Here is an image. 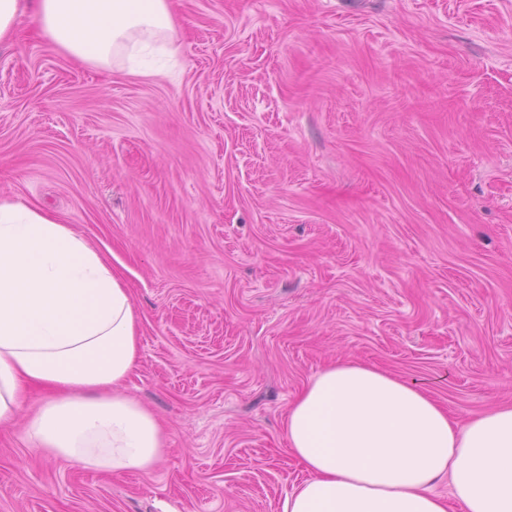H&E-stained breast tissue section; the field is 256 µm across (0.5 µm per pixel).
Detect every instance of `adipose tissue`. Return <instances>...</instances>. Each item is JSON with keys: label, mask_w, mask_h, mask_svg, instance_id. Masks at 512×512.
Masks as SVG:
<instances>
[{"label": "adipose tissue", "mask_w": 512, "mask_h": 512, "mask_svg": "<svg viewBox=\"0 0 512 512\" xmlns=\"http://www.w3.org/2000/svg\"><path fill=\"white\" fill-rule=\"evenodd\" d=\"M28 12L66 56L105 71L164 75L177 35L172 0H0V44ZM139 358L132 293L111 263L55 216L0 196V425L37 385L48 396L25 432L38 447L99 472L151 470L165 433L123 391ZM285 434L308 477L282 512H512V406L460 425L415 383L338 362L291 404Z\"/></svg>", "instance_id": "ef3b65f1"}]
</instances>
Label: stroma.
<instances>
[{
  "instance_id": "obj_1",
  "label": "stroma",
  "mask_w": 512,
  "mask_h": 512,
  "mask_svg": "<svg viewBox=\"0 0 512 512\" xmlns=\"http://www.w3.org/2000/svg\"><path fill=\"white\" fill-rule=\"evenodd\" d=\"M161 77L0 45V195L132 290L147 472L0 427V512H282L290 404L327 365L457 422L512 404V0H173Z\"/></svg>"
}]
</instances>
